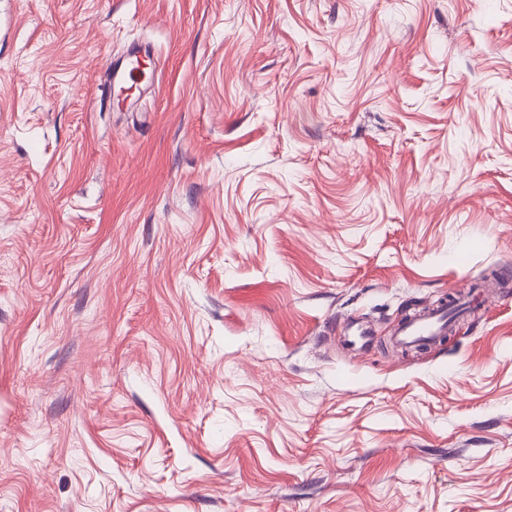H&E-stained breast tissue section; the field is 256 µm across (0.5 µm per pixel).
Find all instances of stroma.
Segmentation results:
<instances>
[{
	"label": "stroma",
	"instance_id": "stroma-1",
	"mask_svg": "<svg viewBox=\"0 0 512 512\" xmlns=\"http://www.w3.org/2000/svg\"><path fill=\"white\" fill-rule=\"evenodd\" d=\"M0 512H512V0H0ZM147 58H149V55L145 48L134 47L124 64L123 62L113 63L112 61L108 63L106 66V85L109 96H111L112 92L118 93L122 89L134 87L136 84L134 79L135 72L139 71L138 69L140 68L139 61L141 59L147 60ZM130 81L132 84L126 86ZM448 307L440 304L432 305L430 312L410 323L405 324L396 332L400 344L409 345L417 341L438 335L448 324Z\"/></svg>",
	"mask_w": 512,
	"mask_h": 512
}]
</instances>
